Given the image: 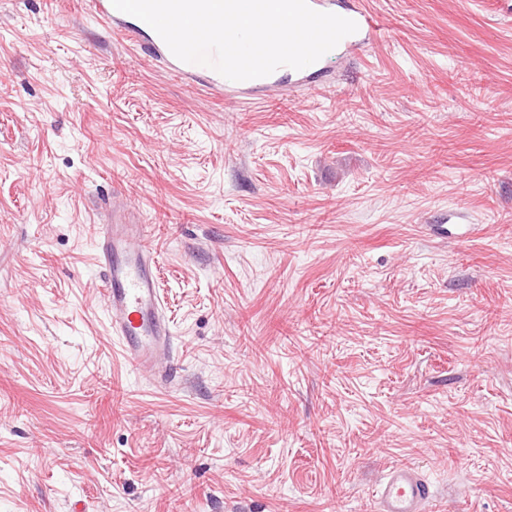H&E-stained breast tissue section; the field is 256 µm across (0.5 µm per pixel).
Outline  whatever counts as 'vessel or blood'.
I'll use <instances>...</instances> for the list:
<instances>
[{"label":"vessel or blood","instance_id":"obj_1","mask_svg":"<svg viewBox=\"0 0 512 512\" xmlns=\"http://www.w3.org/2000/svg\"><path fill=\"white\" fill-rule=\"evenodd\" d=\"M319 12H329L353 20L355 33L344 37L340 48L351 49L373 39L379 20L362 0H308ZM97 22L110 24L127 40H136L138 31L126 23L112 0H91ZM144 52L159 61L164 71L182 81H193L228 100H243L281 87L282 71L246 81L224 80L212 68L177 59L160 36L144 45ZM96 260L104 272L103 291L112 337L131 368L141 371L169 356L172 339L161 313L157 281L158 256L149 240L146 225L134 223L127 209H109L95 235ZM372 497L375 512H429L431 484L426 475L409 464L392 465Z\"/></svg>","mask_w":512,"mask_h":512}]
</instances>
